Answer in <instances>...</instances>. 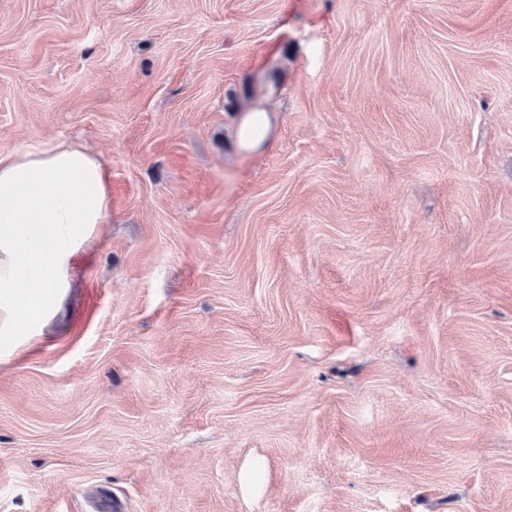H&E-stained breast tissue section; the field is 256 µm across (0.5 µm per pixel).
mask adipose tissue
Here are the masks:
<instances>
[{"instance_id":"obj_1","label":"adipose tissue","mask_w":512,"mask_h":512,"mask_svg":"<svg viewBox=\"0 0 512 512\" xmlns=\"http://www.w3.org/2000/svg\"><path fill=\"white\" fill-rule=\"evenodd\" d=\"M268 110L240 112V150H259L273 133ZM110 210L105 163L80 146L0 155V336L50 317L84 248Z\"/></svg>"}]
</instances>
